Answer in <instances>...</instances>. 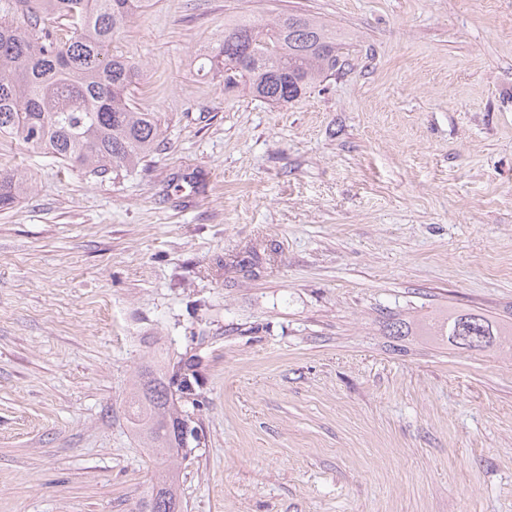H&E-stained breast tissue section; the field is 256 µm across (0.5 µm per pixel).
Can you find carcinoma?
Instances as JSON below:
<instances>
[{"label":"carcinoma","mask_w":512,"mask_h":512,"mask_svg":"<svg viewBox=\"0 0 512 512\" xmlns=\"http://www.w3.org/2000/svg\"><path fill=\"white\" fill-rule=\"evenodd\" d=\"M149 0H0V137L17 138L63 164L103 178L138 167L159 146L164 116L137 105L140 66L112 53V42ZM341 35L304 14L269 23L237 19L207 52L208 73L224 88L292 102L336 74ZM29 177L0 169V208L19 203ZM430 335L465 351H484L512 336V328L474 312L450 313ZM197 363L147 366L128 402L133 430L148 455L162 461L139 512H181L175 464L185 457L190 426L178 392L193 396Z\"/></svg>","instance_id":"obj_1"}]
</instances>
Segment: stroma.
Returning <instances> with one entry per match:
<instances>
[{
  "label": "stroma",
  "instance_id": "35a3bbf8",
  "mask_svg": "<svg viewBox=\"0 0 512 512\" xmlns=\"http://www.w3.org/2000/svg\"><path fill=\"white\" fill-rule=\"evenodd\" d=\"M280 12L336 26V75L272 106L198 72ZM113 49L169 119L144 166L0 139V512H131L132 381L190 357L182 512H512V350L422 333L512 324V0H151ZM31 189L29 177L22 171L0 169V208L8 209L19 203ZM428 336H439L465 351H485L501 339L509 340L512 328L502 326L488 316L474 312L449 313L448 317L431 324Z\"/></svg>",
  "mask_w": 512,
  "mask_h": 512
}]
</instances>
